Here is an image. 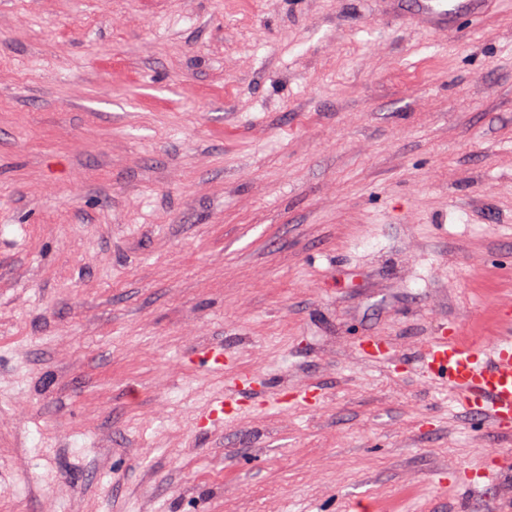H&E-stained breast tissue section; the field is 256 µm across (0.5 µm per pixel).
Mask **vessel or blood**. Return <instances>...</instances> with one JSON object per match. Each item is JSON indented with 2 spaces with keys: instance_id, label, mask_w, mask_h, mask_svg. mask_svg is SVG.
<instances>
[{
  "instance_id": "vessel-or-blood-1",
  "label": "vessel or blood",
  "mask_w": 512,
  "mask_h": 512,
  "mask_svg": "<svg viewBox=\"0 0 512 512\" xmlns=\"http://www.w3.org/2000/svg\"><path fill=\"white\" fill-rule=\"evenodd\" d=\"M473 0H417V10L435 24ZM503 331L492 345L476 346L439 336L425 348L420 370L454 390L461 406L484 425L512 433V304L502 306Z\"/></svg>"
}]
</instances>
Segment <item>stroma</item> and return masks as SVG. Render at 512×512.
Instances as JSON below:
<instances>
[{"instance_id": "1", "label": "stroma", "mask_w": 512, "mask_h": 512, "mask_svg": "<svg viewBox=\"0 0 512 512\" xmlns=\"http://www.w3.org/2000/svg\"><path fill=\"white\" fill-rule=\"evenodd\" d=\"M509 300L512 0H0V512H512ZM418 13L428 17L433 23L443 25L448 12L469 8L476 0H416ZM458 1V3H456ZM501 336L490 345L465 343L457 336L436 337L424 349L420 370L457 393L460 405L484 425L511 436L512 305H502Z\"/></svg>"}]
</instances>
